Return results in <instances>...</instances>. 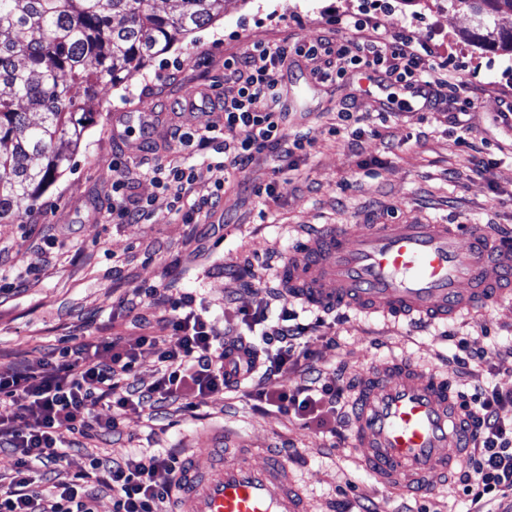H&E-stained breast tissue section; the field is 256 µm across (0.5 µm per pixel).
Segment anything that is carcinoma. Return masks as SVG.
Returning <instances> with one entry per match:
<instances>
[{"instance_id": "obj_1", "label": "carcinoma", "mask_w": 512, "mask_h": 512, "mask_svg": "<svg viewBox=\"0 0 512 512\" xmlns=\"http://www.w3.org/2000/svg\"><path fill=\"white\" fill-rule=\"evenodd\" d=\"M482 39L512 53L496 26L512 0H452ZM224 18V0H0V224H12L69 163L86 102L98 86L131 79L174 42ZM41 113L32 124L28 110Z\"/></svg>"}]
</instances>
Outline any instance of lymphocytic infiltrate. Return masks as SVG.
Listing matches in <instances>:
<instances>
[{
    "mask_svg": "<svg viewBox=\"0 0 512 512\" xmlns=\"http://www.w3.org/2000/svg\"><path fill=\"white\" fill-rule=\"evenodd\" d=\"M340 25L346 36L257 43L242 55L225 58L223 124L207 123L175 136L195 154L223 153L225 178L215 182L216 192L237 182L259 157H268L281 172L296 152L312 145V137L292 139L285 131L277 75L290 55L316 61L312 74L322 81L336 79L350 67L382 69L437 102L455 100L466 91L464 80L449 81L447 66L435 61L420 38L404 32L389 35L378 20L362 13L346 16ZM144 177L166 195L169 210L184 223H200L210 214L212 197H189L197 179L195 166L156 165L121 169L112 184L113 223L152 219L154 199L131 192L133 181ZM144 295L169 304V336L145 333L131 344L118 336L75 337L36 364L19 361L0 367V407L9 410L0 415V449L15 459L11 481L0 485V512H95L101 486L112 492V512H164L179 490L183 468L171 448L121 458L89 455L69 481L40 485L54 466L69 461L72 449L118 433L130 412L154 413L176 402L194 417L210 394L250 390L256 400L300 421L335 415L344 390L322 381L313 364L312 326L296 310L283 309L276 325L228 341L203 316L193 292L148 288ZM145 353L156 356L160 365L158 378L149 385L134 377ZM300 363L306 366V379L297 389L269 396L254 391L256 375ZM464 399L463 422L474 428V454L460 479L461 491L472 512H496V505L512 497V421L499 415L512 403V392L478 385ZM62 429L71 433V441L59 440Z\"/></svg>",
    "mask_w": 512,
    "mask_h": 512,
    "instance_id": "obj_1",
    "label": "lymphocytic infiltrate"
}]
</instances>
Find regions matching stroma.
I'll return each instance as SVG.
<instances>
[{
    "mask_svg": "<svg viewBox=\"0 0 512 512\" xmlns=\"http://www.w3.org/2000/svg\"><path fill=\"white\" fill-rule=\"evenodd\" d=\"M366 12L389 32L406 29L432 46L436 60L459 69L469 94L432 105L406 83L352 69L321 83L312 62L291 57L278 73L287 132L314 142L295 154V168L274 174L258 159L242 184L227 187L205 224L183 223L148 180L138 196L155 200L146 224L112 221L113 160L168 164L182 159L198 173L194 194L212 193L219 170L172 141L175 129L221 119L211 101L224 91V59L259 42L335 36L338 17ZM512 53L480 40L469 12L450 0H224V17L175 43L133 79L101 85L69 165L15 223L0 224L11 248L0 283V365L39 361L67 336L168 335L169 308L137 302L144 288H181L202 298L219 332L238 334L244 314L267 308L276 318L286 298L277 271L296 255L297 240L321 224H426L463 220L512 230ZM362 113L370 135L363 153L348 133H334L338 112ZM275 183L274 198L257 196ZM263 266L259 284L234 274L245 262ZM135 300L134 316L114 317L113 304ZM326 341L316 363L344 389L339 437L304 428L281 412L261 413L249 398L218 392L199 417L168 407L160 419L128 414L120 433L89 443L88 452L121 457L154 449L193 447L223 429L227 453L248 449L255 463L287 462L309 512H467L459 473L431 494L379 485L352 444V399L365 372L405 360L453 388L491 383L512 391V301L447 323L424 324L352 310L326 315ZM499 348L479 380L467 378L454 355L457 337Z\"/></svg>",
    "mask_w": 512,
    "mask_h": 512,
    "instance_id": "1",
    "label": "stroma"
}]
</instances>
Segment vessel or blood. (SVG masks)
I'll return each instance as SVG.
<instances>
[{"instance_id":"obj_1","label":"vessel or blood","mask_w":512,"mask_h":512,"mask_svg":"<svg viewBox=\"0 0 512 512\" xmlns=\"http://www.w3.org/2000/svg\"><path fill=\"white\" fill-rule=\"evenodd\" d=\"M280 270L288 297L322 310L353 308L444 322L512 295V235L474 224H325ZM447 381L412 363L365 376L353 440L386 485L432 490L467 457L471 431ZM172 512H308L288 469L224 455L217 434L184 460Z\"/></svg>"}]
</instances>
